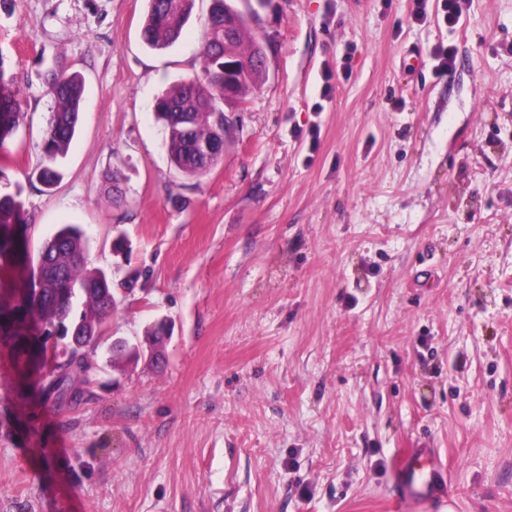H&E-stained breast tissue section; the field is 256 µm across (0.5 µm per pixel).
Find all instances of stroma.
I'll return each mask as SVG.
<instances>
[{"label": "stroma", "instance_id": "1", "mask_svg": "<svg viewBox=\"0 0 512 512\" xmlns=\"http://www.w3.org/2000/svg\"><path fill=\"white\" fill-rule=\"evenodd\" d=\"M209 5L154 51L148 0H0L25 113L0 192L32 247L85 230L107 336L171 326L164 364L99 354L72 406L18 414L0 359V512H512V0H464L453 30L440 0H268L266 74L196 180L153 103L199 72ZM56 65L85 95L50 192ZM420 445L441 495L398 467Z\"/></svg>", "mask_w": 512, "mask_h": 512}]
</instances>
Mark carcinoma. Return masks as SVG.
Here are the masks:
<instances>
[{
  "mask_svg": "<svg viewBox=\"0 0 512 512\" xmlns=\"http://www.w3.org/2000/svg\"><path fill=\"white\" fill-rule=\"evenodd\" d=\"M195 0H149L141 40L152 50H165L181 38L188 24ZM234 9L233 0H211L206 22L205 40L201 50V70L195 77L173 83L158 96L154 112L164 123L165 146L170 163L178 173L192 178L206 177L221 156L209 162H196L194 157L221 141L224 135V84L237 89L247 98L261 79V69L240 77L224 73V57H239L249 62L258 55L261 37L241 17L236 38L224 43V8ZM46 84L54 107L43 130L44 164L37 172L46 187L60 179L56 161L68 149L80 119L84 84L77 74L52 67L46 74ZM24 118L19 103V90L6 76L0 55V149L6 148ZM29 213L17 194H0V266L28 265ZM90 241L76 227L64 226L41 245L36 268L26 288H38L41 301L27 306L14 297H0V354L7 353L16 365L14 388L22 392L17 405L27 412L49 391L48 376L41 374L37 360L38 337L66 336L72 332L94 338L101 335L91 348L68 349L57 342L52 370L78 362L86 367V359H96L98 350L107 340L102 337L105 324L112 315L115 298L112 288L101 291L107 281L101 269L87 268L86 254Z\"/></svg>",
  "mask_w": 512,
  "mask_h": 512,
  "instance_id": "1",
  "label": "carcinoma"
}]
</instances>
